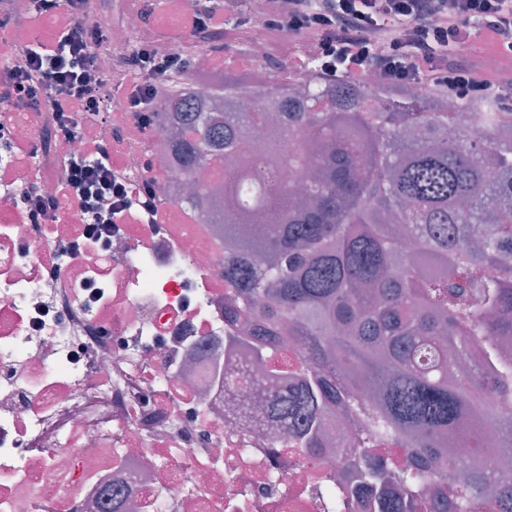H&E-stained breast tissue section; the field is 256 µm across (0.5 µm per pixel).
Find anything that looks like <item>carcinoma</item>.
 Listing matches in <instances>:
<instances>
[{"instance_id": "cac0c4a2", "label": "carcinoma", "mask_w": 512, "mask_h": 512, "mask_svg": "<svg viewBox=\"0 0 512 512\" xmlns=\"http://www.w3.org/2000/svg\"><path fill=\"white\" fill-rule=\"evenodd\" d=\"M243 99L253 106L240 112ZM482 105L476 138L445 98L344 83L314 93L223 70L171 77L154 118L186 175L224 162V184L180 199L232 256L224 312L253 316L262 362L282 329L305 349L300 385L267 400L276 423L313 448L334 412L365 410L359 391L371 387L363 442L398 440L414 455L400 469L359 455L360 486H395L378 494L379 512L422 499L432 512H512V471L485 463L512 441V402L484 399L512 384L501 345L512 335V113ZM314 164L319 178L302 187L311 205L294 208L276 167ZM463 419L471 453L450 456L443 439Z\"/></svg>"}]
</instances>
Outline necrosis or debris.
I'll return each instance as SVG.
<instances>
[{
  "label": "necrosis or debris",
  "instance_id": "1",
  "mask_svg": "<svg viewBox=\"0 0 512 512\" xmlns=\"http://www.w3.org/2000/svg\"><path fill=\"white\" fill-rule=\"evenodd\" d=\"M45 119L14 113L0 146V512H376L347 478L369 413L327 419L323 449L269 419L264 392L299 377L228 345L224 241L179 204L190 180L156 127L116 112L108 142L164 215H126L108 249L53 258L84 216L63 198V162L45 170L31 153ZM33 183L59 200L56 222L27 223L19 192ZM236 368L261 386L225 388Z\"/></svg>",
  "mask_w": 512,
  "mask_h": 512
}]
</instances>
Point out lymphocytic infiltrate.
I'll return each instance as SVG.
<instances>
[{
  "mask_svg": "<svg viewBox=\"0 0 512 512\" xmlns=\"http://www.w3.org/2000/svg\"><path fill=\"white\" fill-rule=\"evenodd\" d=\"M167 2L179 12L184 34L205 48L224 43L232 28L250 20L246 0ZM87 13L86 0H29L26 15L10 18L15 37L0 69L1 139L9 134L13 113L48 112L44 157L55 154L63 136L88 143L86 151L64 161V194L87 222L79 237L60 244L63 252L88 242L107 246L117 217L128 211L156 223L165 201L151 190L132 199L125 173L110 162L106 124L115 108L149 124L165 80L191 68L190 56L145 40L115 57L111 72H100L96 57L109 33L89 24ZM49 14L63 17L52 41L29 38L28 19ZM261 22L285 38L307 42V52L289 51L290 75L311 72L323 80L361 83L378 73L395 90L417 84L464 102L493 93L499 110L512 112V81H493L481 67L461 60L475 45L481 55L512 63V0H266ZM127 75L135 81L125 99L115 102L119 79ZM105 198L112 204L104 211Z\"/></svg>",
  "mask_w": 512,
  "mask_h": 512,
  "instance_id": "f902f5d3",
  "label": "lymphocytic infiltrate"
}]
</instances>
